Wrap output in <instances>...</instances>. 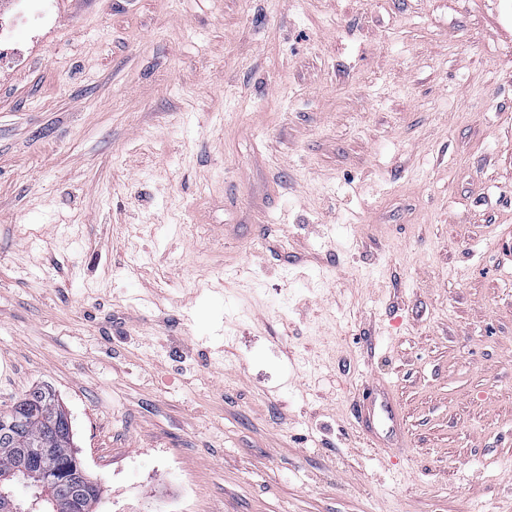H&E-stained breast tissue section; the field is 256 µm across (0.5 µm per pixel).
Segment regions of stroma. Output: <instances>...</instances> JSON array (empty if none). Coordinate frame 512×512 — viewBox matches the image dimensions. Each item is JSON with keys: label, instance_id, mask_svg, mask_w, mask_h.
I'll return each mask as SVG.
<instances>
[{"label": "stroma", "instance_id": "stroma-1", "mask_svg": "<svg viewBox=\"0 0 512 512\" xmlns=\"http://www.w3.org/2000/svg\"><path fill=\"white\" fill-rule=\"evenodd\" d=\"M41 37L0 72V413L54 391L99 512H512V0ZM360 417L371 426L373 441L387 445L398 440L402 433V418L390 389L381 384L370 390L359 405Z\"/></svg>", "mask_w": 512, "mask_h": 512}]
</instances>
